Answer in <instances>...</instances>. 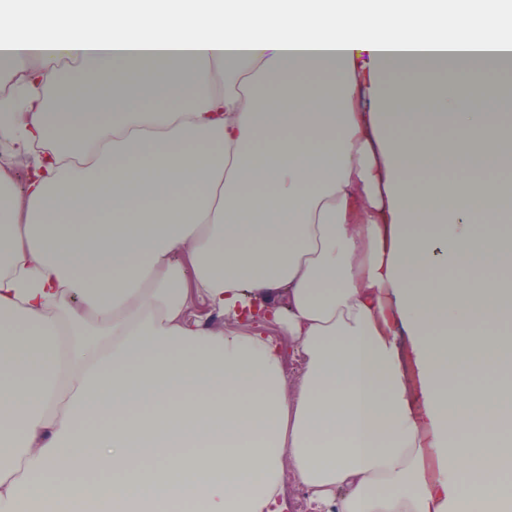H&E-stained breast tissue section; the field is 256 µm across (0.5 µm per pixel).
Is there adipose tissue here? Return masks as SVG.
<instances>
[{"label": "adipose tissue", "instance_id": "obj_1", "mask_svg": "<svg viewBox=\"0 0 512 512\" xmlns=\"http://www.w3.org/2000/svg\"><path fill=\"white\" fill-rule=\"evenodd\" d=\"M457 15L512 48V0L0 10V512H285L288 471L316 512H512V186L474 174L512 95L379 79L486 65ZM265 331L277 339L286 351V360H285V374L288 381V385L293 386L299 380V377L302 372L301 363L294 357L288 356V347L293 345V342L288 338L287 334L279 328V326L271 325L265 327Z\"/></svg>", "mask_w": 512, "mask_h": 512}]
</instances>
